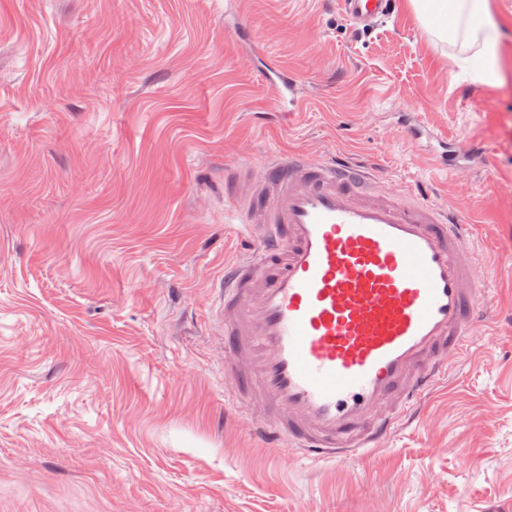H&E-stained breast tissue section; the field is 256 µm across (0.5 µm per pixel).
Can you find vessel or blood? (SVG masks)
<instances>
[{
    "instance_id": "1",
    "label": "vessel or blood",
    "mask_w": 512,
    "mask_h": 512,
    "mask_svg": "<svg viewBox=\"0 0 512 512\" xmlns=\"http://www.w3.org/2000/svg\"><path fill=\"white\" fill-rule=\"evenodd\" d=\"M368 25L389 0H341ZM236 203L254 260L224 275L219 334L255 433L313 461L369 451L441 380L491 301L468 225L356 167L291 154Z\"/></svg>"
}]
</instances>
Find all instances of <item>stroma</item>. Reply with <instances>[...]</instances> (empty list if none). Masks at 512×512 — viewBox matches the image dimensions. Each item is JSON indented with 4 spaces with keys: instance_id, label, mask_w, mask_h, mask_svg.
I'll return each mask as SVG.
<instances>
[{
    "instance_id": "35a3bbf8",
    "label": "stroma",
    "mask_w": 512,
    "mask_h": 512,
    "mask_svg": "<svg viewBox=\"0 0 512 512\" xmlns=\"http://www.w3.org/2000/svg\"><path fill=\"white\" fill-rule=\"evenodd\" d=\"M390 2L0 0V512H512V0L492 84ZM290 151L472 225L494 301L349 462L267 447L224 383V174ZM344 14L354 23L369 25L383 16L389 0H341Z\"/></svg>"
}]
</instances>
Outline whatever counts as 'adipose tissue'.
<instances>
[{
    "mask_svg": "<svg viewBox=\"0 0 512 512\" xmlns=\"http://www.w3.org/2000/svg\"><path fill=\"white\" fill-rule=\"evenodd\" d=\"M426 25L448 38H463L477 45L480 76L487 83L498 78L496 69L499 32L487 0H412Z\"/></svg>",
    "mask_w": 512,
    "mask_h": 512,
    "instance_id": "1",
    "label": "adipose tissue"
}]
</instances>
